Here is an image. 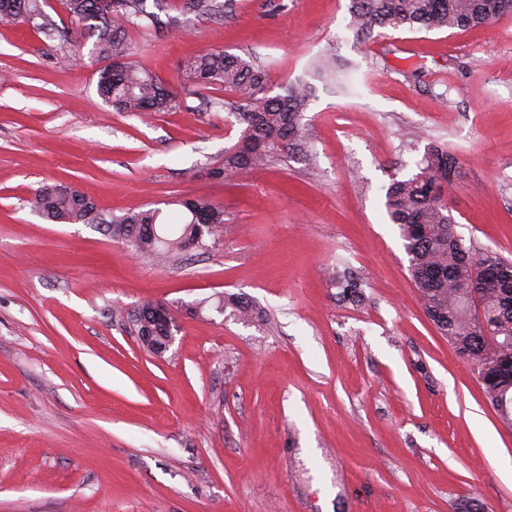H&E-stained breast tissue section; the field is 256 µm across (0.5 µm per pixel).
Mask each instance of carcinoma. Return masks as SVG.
Listing matches in <instances>:
<instances>
[{
  "label": "carcinoma",
  "mask_w": 512,
  "mask_h": 512,
  "mask_svg": "<svg viewBox=\"0 0 512 512\" xmlns=\"http://www.w3.org/2000/svg\"><path fill=\"white\" fill-rule=\"evenodd\" d=\"M71 25L93 39L91 55L106 62L99 70L97 94L118 112H171L187 97L220 87L236 97L229 104L245 124L241 143L224 152V167L212 176L224 178L242 170L267 166L274 158L305 143L304 122L310 91L302 84H287L283 93L268 95V75L250 60L223 51H204L182 66L184 84L177 91L130 60L127 28L147 19L158 33L180 30L177 21L162 20L146 10V0H62ZM183 9L205 19L222 18L228 0H182ZM496 0H351L350 26L359 36L374 30L470 28L499 17ZM44 14L40 0H0V24L27 21L29 14ZM454 172V160L441 147H430L419 172L393 181L384 206L391 223L398 225L409 256V273L424 309L440 334L457 352L481 367L498 356L497 345L512 341V278L497 274L509 267L489 252L464 244L444 203L445 187ZM33 212L66 224H89L100 218L94 201L65 184L44 185L29 201ZM180 214L166 218L159 208L114 217L112 232L121 236L132 228L138 238L129 243L137 254L158 260L187 250L224 232V209L203 200L179 201ZM475 273L496 280L494 287L474 301L464 288L465 275ZM218 309L230 310L241 320L252 318V306L238 296H226ZM485 394L501 419L512 425V363L481 378Z\"/></svg>",
  "instance_id": "obj_1"
}]
</instances>
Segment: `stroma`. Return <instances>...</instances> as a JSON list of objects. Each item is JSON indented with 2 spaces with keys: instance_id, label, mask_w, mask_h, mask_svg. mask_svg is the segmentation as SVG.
<instances>
[{
  "instance_id": "35a3bbf8",
  "label": "stroma",
  "mask_w": 512,
  "mask_h": 512,
  "mask_svg": "<svg viewBox=\"0 0 512 512\" xmlns=\"http://www.w3.org/2000/svg\"><path fill=\"white\" fill-rule=\"evenodd\" d=\"M350 5L232 0L207 20L146 0L182 33L131 27L132 58L173 88L208 48L263 67L271 94L315 88L308 148L224 179L243 129L224 90L119 112L60 0L56 34L0 27V512H512V428L429 320L384 207L444 147L456 233L512 262V13L360 40ZM55 183L107 218L204 198L230 231L158 264L108 223L32 212ZM229 294L253 321L219 311ZM148 300L175 317L159 356L132 321Z\"/></svg>"
}]
</instances>
